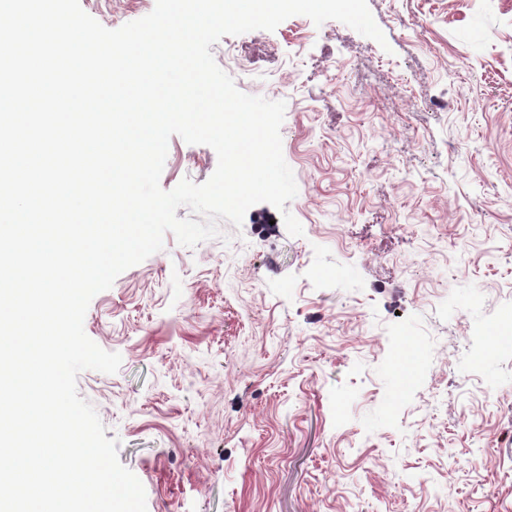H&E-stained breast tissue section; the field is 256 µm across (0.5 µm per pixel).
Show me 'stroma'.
<instances>
[{"mask_svg": "<svg viewBox=\"0 0 512 512\" xmlns=\"http://www.w3.org/2000/svg\"><path fill=\"white\" fill-rule=\"evenodd\" d=\"M156 0H80L101 25ZM211 47L286 103L304 234L259 203L91 301L80 397L147 512H512V0H367ZM215 151L171 136L163 190Z\"/></svg>", "mask_w": 512, "mask_h": 512, "instance_id": "obj_1", "label": "stroma"}]
</instances>
